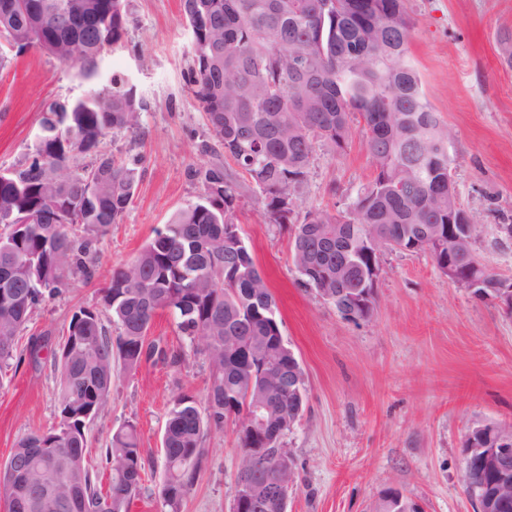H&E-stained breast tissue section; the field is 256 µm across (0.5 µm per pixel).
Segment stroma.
Returning <instances> with one entry per match:
<instances>
[{"label":"stroma","instance_id":"stroma-1","mask_svg":"<svg viewBox=\"0 0 512 512\" xmlns=\"http://www.w3.org/2000/svg\"><path fill=\"white\" fill-rule=\"evenodd\" d=\"M121 44L104 51L93 80L39 48L12 54L0 68V170L19 168L41 132L45 104L83 97L113 80L141 102L137 132L108 137L116 158L141 156L133 201L100 239V273L130 258L199 202L193 170L222 165L237 188L235 220L276 300L282 334L307 385L303 415L283 445L297 482L288 512H373L389 488L424 512H473L459 481L462 444L485 423L512 427V314L448 280L424 253H388L370 319L354 323L305 288L295 272L290 235L268 223L249 177L210 133L191 92V31L180 0H127ZM410 58L423 91L451 133L448 152L457 201L475 218V251L512 278V67L499 36L512 30V0H406ZM374 169L360 139L345 153L317 147L294 196L293 217L345 211ZM99 282L74 283L33 313L20 334L23 360L0 370V465L26 434L54 426L58 348L73 310L96 305ZM48 343L39 363L34 340ZM210 370L202 352L183 363L145 362L114 369L112 403L89 433L98 460L113 430L137 427L144 450L142 489L129 512H163L161 437L173 398H204ZM198 480L181 512H231L238 471L234 425L208 431Z\"/></svg>","mask_w":512,"mask_h":512}]
</instances>
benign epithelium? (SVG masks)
Listing matches in <instances>:
<instances>
[{"label":"benign epithelium","mask_w":512,"mask_h":512,"mask_svg":"<svg viewBox=\"0 0 512 512\" xmlns=\"http://www.w3.org/2000/svg\"><path fill=\"white\" fill-rule=\"evenodd\" d=\"M472 224L468 221V212L457 208L448 210V223L427 224L420 227L418 236L412 238L410 249L419 250L431 247L441 251L444 240H462L470 236ZM336 262V298L345 295L343 281L358 254L347 255ZM441 272L448 280L475 295H485L484 276L470 271H461L453 261V253L442 261ZM382 274V262L371 261L370 267L363 271L358 287L351 289L352 305L357 312V319L370 317L371 301L376 296L378 282ZM494 301L505 310L512 311V281L502 279L493 288ZM274 393L270 392L261 398L246 399L247 408L238 429L250 433L256 438H264L270 433L284 437L293 428L299 416H288L283 420H275L271 400ZM479 433H469L467 448L464 449V463L473 475L479 478L474 489L478 496H484L488 489L485 479L492 477L494 484L485 502L482 512H512V497L504 495L501 488L512 484V434L505 437L500 427L489 423L478 427ZM249 465L241 470L240 480L232 505V512H242L248 508L252 512H265L268 504L275 502L285 505L292 485L283 480V473H293V461L284 448L279 449L275 459H270L266 449H247Z\"/></svg>","instance_id":"benign-epithelium-1"}]
</instances>
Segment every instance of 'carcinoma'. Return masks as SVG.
<instances>
[{
  "instance_id": "obj_1",
  "label": "carcinoma",
  "mask_w": 512,
  "mask_h": 512,
  "mask_svg": "<svg viewBox=\"0 0 512 512\" xmlns=\"http://www.w3.org/2000/svg\"><path fill=\"white\" fill-rule=\"evenodd\" d=\"M15 2L11 14H0V66L9 51L38 47L90 78L102 53L127 33V0H82L79 27L66 20L67 0ZM181 7L193 36L191 92L224 156L258 189L269 223H288L315 145L343 152L353 123L361 125L374 178L347 210H310L290 227L305 287L314 288L305 268L310 254L329 276L322 287H336V254L321 251L328 237L350 245L367 231L394 252L419 225L448 223V209L457 205L456 188H448V126L411 62L405 0H181ZM140 120L133 89L118 82L84 99L52 102L26 162L0 172L1 365L15 357L17 336L46 297L72 278L96 277L100 237L129 208L138 165L116 159L102 143ZM88 156L93 164L82 165ZM194 175L205 186L203 200L112 267L97 305L73 311L53 352L59 422L17 442L13 456L30 465L23 483L0 466L9 512H128L145 469L136 426L112 432L106 489L87 457L88 436L112 401L115 362L131 370L156 354L173 363L186 356L145 347L160 310L174 316L191 350L203 347L211 369L204 401L181 393L167 414L158 487L164 512H180L193 489L204 434L239 423L246 397L280 387L232 350L229 337L249 336L281 365L300 367L282 345L275 299L235 223V184L221 165Z\"/></svg>"
}]
</instances>
